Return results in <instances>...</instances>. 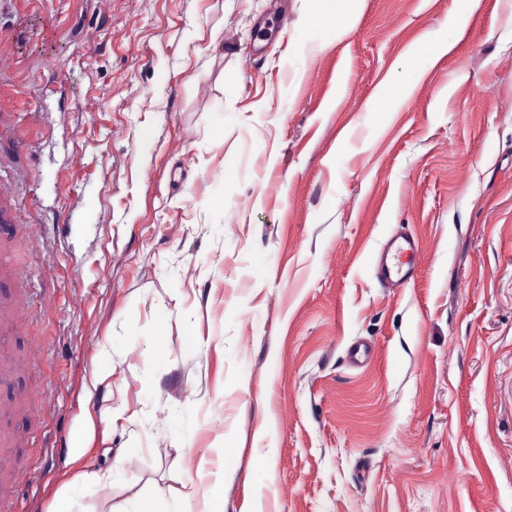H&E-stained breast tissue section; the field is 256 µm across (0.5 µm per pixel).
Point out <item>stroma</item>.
Segmentation results:
<instances>
[{"label": "stroma", "mask_w": 512, "mask_h": 512, "mask_svg": "<svg viewBox=\"0 0 512 512\" xmlns=\"http://www.w3.org/2000/svg\"><path fill=\"white\" fill-rule=\"evenodd\" d=\"M0 28L6 512H512V0H0ZM421 259L418 238L406 230H398L377 258V278L385 288H403L416 277Z\"/></svg>", "instance_id": "35a3bbf8"}]
</instances>
